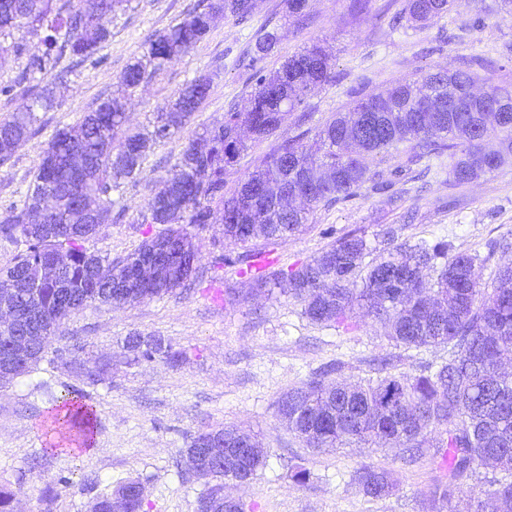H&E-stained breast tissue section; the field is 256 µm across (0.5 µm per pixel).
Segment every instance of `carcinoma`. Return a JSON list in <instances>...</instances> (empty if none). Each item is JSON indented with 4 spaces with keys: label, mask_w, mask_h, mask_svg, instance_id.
<instances>
[{
    "label": "carcinoma",
    "mask_w": 512,
    "mask_h": 512,
    "mask_svg": "<svg viewBox=\"0 0 512 512\" xmlns=\"http://www.w3.org/2000/svg\"><path fill=\"white\" fill-rule=\"evenodd\" d=\"M455 0H406L401 18L419 28L448 13ZM131 0H0V38L26 30L38 37L35 44L12 42L28 57L18 83H32L54 69L64 54L87 61L108 40V27L86 25L93 18L110 19L129 7ZM255 0H198L185 18L154 34L142 58L129 64L116 82V90L100 97L72 126L56 129L41 152L34 179L20 203L9 207L0 222V236L19 237L25 249L13 264L0 269V289L30 269L53 266L60 253L67 264L63 274L44 278L36 295L26 303L48 325L51 335L40 343V354L21 373L37 369L45 351L72 313L91 305L124 306L160 298L180 287L178 282H155L146 291L100 287L95 282L97 264L125 267L140 259L154 242L179 250L191 242L183 224H222L224 236L239 243L264 238L286 239L308 223L314 207L357 196L367 180L363 154L388 152L400 142L441 154L463 146L452 167L459 185L497 170L512 154V90L489 86L480 94L497 97L510 109L507 121H486L481 112L448 111V88L473 92L476 80L456 71L429 72L417 84L398 81L385 92L356 101L318 126L312 116L298 118V132L278 143L264 164L244 174L232 191L225 190L227 167L248 146L239 135L264 141L280 129L315 89L334 78L331 55L319 44L289 56L272 73L258 68L255 86L242 102L224 113V121L206 127L201 140L210 145L198 152L192 142L180 153L171 176L147 204L149 223L164 228L145 239L137 249L116 262L88 251L85 239L70 233L83 223L74 206L72 184L80 183L82 195L97 202L100 225H105L115 205L113 193L133 178L152 143L174 138L209 95L211 79L199 75L186 83L177 99L154 113L151 128L131 133L125 127L126 97L154 76L181 50L203 40L216 15L240 21L252 17ZM279 41L277 31H263L251 49V62L268 56ZM48 87L33 94L31 102L0 120V163L38 133L39 110L53 107ZM501 133L500 148L487 152L483 142ZM50 225L47 233H34L31 224ZM366 239L352 233L338 238L328 250L291 272H264L251 264L240 273L258 288L288 283V294L303 305L302 314L320 324L345 329L354 308L389 327V339L398 346H444L448 359L426 363L414 376L387 372L365 384L347 385L330 376L339 365L329 364L313 373L303 385L292 388L278 402L281 423L306 447H361L382 441L399 449L406 463L424 456L425 436L433 430L446 435L442 451L432 462L445 473L430 491L431 507L451 503L456 490L479 470L492 464L497 475L486 480L488 488L467 512H501L512 505V376L500 371L504 354H512V266L499 269L491 282L481 284L474 257L449 255L448 243L426 240L408 248L398 247L371 263ZM439 268L434 288L423 280L422 270ZM70 290L74 304L61 310L59 293ZM128 347L139 361L157 356L175 366L183 352L167 345L143 346L132 336ZM50 426L72 433L90 424L93 406L82 392L54 399L48 410ZM254 448L251 474L257 476L267 461L265 448L245 435ZM363 494L389 495L395 488L392 473L365 465L353 474Z\"/></svg>",
    "instance_id": "obj_1"
}]
</instances>
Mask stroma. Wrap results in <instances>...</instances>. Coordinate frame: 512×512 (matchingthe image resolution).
I'll return each mask as SVG.
<instances>
[{"instance_id": "stroma-1", "label": "stroma", "mask_w": 512, "mask_h": 512, "mask_svg": "<svg viewBox=\"0 0 512 512\" xmlns=\"http://www.w3.org/2000/svg\"><path fill=\"white\" fill-rule=\"evenodd\" d=\"M196 2L132 0L109 22L111 36L98 52L99 63L76 66L65 57L44 75L56 103L38 112L40 134L0 164V220L32 182L38 155L54 130L74 123L109 94L126 66L141 57L147 38L182 20ZM350 3L308 0L302 22L287 16L284 0H259L248 23L217 18L205 39L139 86L126 105L133 131L146 128L187 80L212 76L201 111L175 138L148 150L120 205L113 207L111 222L86 240V248L116 261L157 232V225L143 219L148 201L183 147L204 126L223 121L229 106L251 90L246 52L264 27L280 35L261 63L264 71L278 69L286 57L314 43L331 53L334 81L312 92L300 110L312 113L317 123L394 80L414 81L466 62L480 82L512 85V16L501 0H457L422 29L394 24L404 0H368L360 13ZM298 114L289 113L275 137L249 142L226 174L227 187L260 165L278 140L295 135ZM452 163L446 153L419 156L408 143L392 154L368 155L369 174L383 175L389 187L378 190L368 181L349 200L319 204L303 231L285 240L244 245L225 239L223 225L191 227L201 260L184 285L132 306L76 311L63 324L62 339L52 341L47 362L0 389V490L14 493L20 512H90L96 498L136 480L145 487L141 512H197L209 481L188 472L180 455L198 433L233 426L259 436L267 450L255 479L225 487L250 512H427L430 489L442 477L430 458L408 466L396 449L378 444L311 450L281 424L277 403L332 363L342 366L337 381L355 384L374 377L379 360L413 375L421 364L446 358V348L395 345L384 326L360 311L346 330L311 323L280 289L250 287L234 260L267 251L276 267L290 270L351 232L363 235L376 257L395 244L441 238L452 252L472 255L481 280H488L512 263V155L493 173L463 185L454 182ZM73 336L81 338L83 351L72 350ZM131 336L162 337L184 351L185 359L177 368L160 358L135 361L126 347ZM90 370L98 376L92 386L86 383ZM73 390L87 393L96 411L91 444L64 442L50 449L55 441L46 420L50 399ZM297 463L310 472L306 484L290 477ZM365 464L393 472L392 495L372 499L359 491L352 475Z\"/></svg>"}]
</instances>
